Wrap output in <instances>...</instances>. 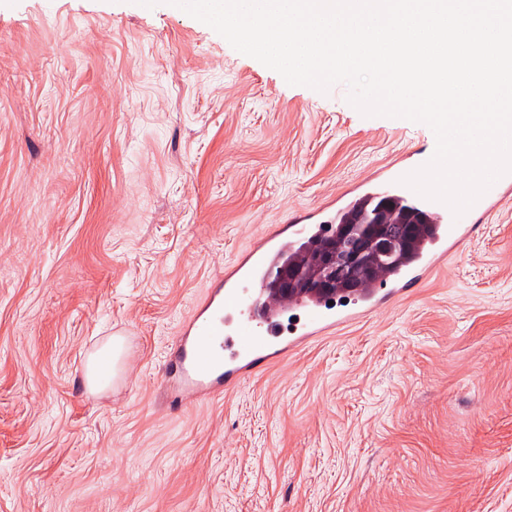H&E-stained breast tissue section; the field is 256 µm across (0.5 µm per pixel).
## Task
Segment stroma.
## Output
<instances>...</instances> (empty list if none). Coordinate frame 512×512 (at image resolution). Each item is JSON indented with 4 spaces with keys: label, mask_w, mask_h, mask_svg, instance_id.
Wrapping results in <instances>:
<instances>
[{
    "label": "stroma",
    "mask_w": 512,
    "mask_h": 512,
    "mask_svg": "<svg viewBox=\"0 0 512 512\" xmlns=\"http://www.w3.org/2000/svg\"><path fill=\"white\" fill-rule=\"evenodd\" d=\"M347 94L165 4L0 0V512H512V192L398 300L171 381L231 264L435 149ZM121 347L113 346L112 337L89 360L86 378L92 388L105 386L112 377L113 366L119 360Z\"/></svg>",
    "instance_id": "obj_1"
}]
</instances>
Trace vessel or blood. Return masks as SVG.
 <instances>
[{
	"label": "vessel or blood",
	"mask_w": 512,
	"mask_h": 512,
	"mask_svg": "<svg viewBox=\"0 0 512 512\" xmlns=\"http://www.w3.org/2000/svg\"><path fill=\"white\" fill-rule=\"evenodd\" d=\"M510 188L512 174H507L457 219L449 217L445 204L432 202L437 226L429 246L418 252L396 278L383 276L360 290L357 297L362 304L352 309L345 308L341 299L324 295L308 300L266 293L252 297L250 283L272 275L280 254L290 246L289 239L275 235L267 238L233 267L224 280L223 291L209 303L210 315L193 324L184 336L180 371L185 383L204 388L232 382L244 369L278 356L293 344L398 298L427 269L451 255L464 241L474 239L490 203Z\"/></svg>",
	"instance_id": "obj_1"
}]
</instances>
